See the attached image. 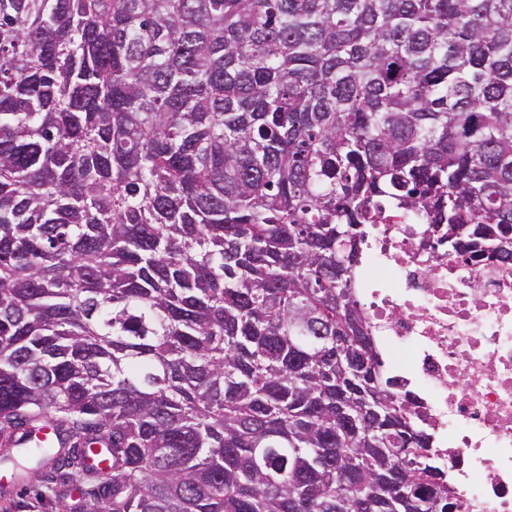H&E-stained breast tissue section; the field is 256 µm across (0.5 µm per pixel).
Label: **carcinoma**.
Segmentation results:
<instances>
[{
  "label": "carcinoma",
  "mask_w": 512,
  "mask_h": 512,
  "mask_svg": "<svg viewBox=\"0 0 512 512\" xmlns=\"http://www.w3.org/2000/svg\"><path fill=\"white\" fill-rule=\"evenodd\" d=\"M383 201L512 262V0H0V438L89 512H447Z\"/></svg>",
  "instance_id": "obj_1"
}]
</instances>
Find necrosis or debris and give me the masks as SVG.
Returning a JSON list of instances; mask_svg holds the SVG:
<instances>
[{"label": "necrosis or debris", "mask_w": 512, "mask_h": 512, "mask_svg": "<svg viewBox=\"0 0 512 512\" xmlns=\"http://www.w3.org/2000/svg\"><path fill=\"white\" fill-rule=\"evenodd\" d=\"M425 219L373 225L362 308L404 407L432 435L453 512H512V265L434 254Z\"/></svg>", "instance_id": "1"}]
</instances>
